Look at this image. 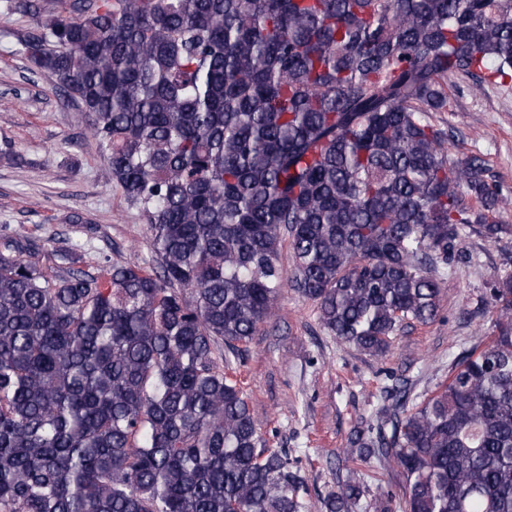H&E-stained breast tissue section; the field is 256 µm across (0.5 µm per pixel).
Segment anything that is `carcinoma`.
Returning <instances> with one entry per match:
<instances>
[{"label": "carcinoma", "mask_w": 512, "mask_h": 512, "mask_svg": "<svg viewBox=\"0 0 512 512\" xmlns=\"http://www.w3.org/2000/svg\"><path fill=\"white\" fill-rule=\"evenodd\" d=\"M8 8L34 17L21 52L91 117L152 258L95 276L78 244L0 238V512H306L301 463L268 447L232 359L288 286L382 357L436 319L463 231L512 238V198L431 119L459 80L512 84V0ZM486 305L495 336L430 395L388 375L343 449L359 478L323 512H358L373 487L383 512H512L511 277Z\"/></svg>", "instance_id": "carcinoma-1"}]
</instances>
